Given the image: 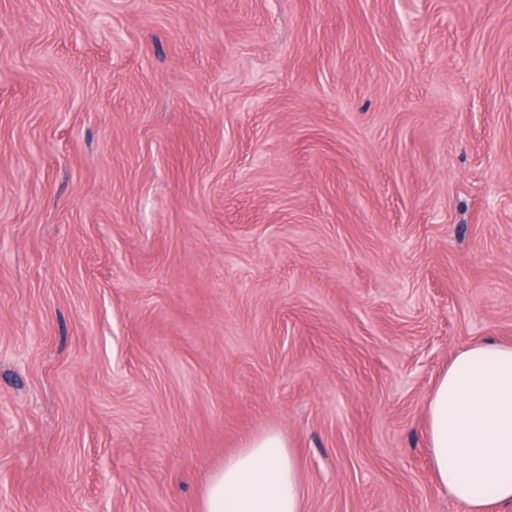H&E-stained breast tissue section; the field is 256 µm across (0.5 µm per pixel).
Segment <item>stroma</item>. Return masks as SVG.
<instances>
[{
    "instance_id": "1",
    "label": "stroma",
    "mask_w": 512,
    "mask_h": 512,
    "mask_svg": "<svg viewBox=\"0 0 512 512\" xmlns=\"http://www.w3.org/2000/svg\"><path fill=\"white\" fill-rule=\"evenodd\" d=\"M512 343V0H0V512H462L429 392ZM197 512H304L297 459L277 430L250 439L204 483Z\"/></svg>"
}]
</instances>
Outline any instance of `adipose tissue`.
I'll return each instance as SVG.
<instances>
[{
    "label": "adipose tissue",
    "instance_id": "ef3b65f1",
    "mask_svg": "<svg viewBox=\"0 0 512 512\" xmlns=\"http://www.w3.org/2000/svg\"><path fill=\"white\" fill-rule=\"evenodd\" d=\"M426 438L439 488L465 512L512 504V344L459 350L429 395ZM197 512H304L289 442L276 430L250 439L209 476Z\"/></svg>",
    "mask_w": 512,
    "mask_h": 512
}]
</instances>
